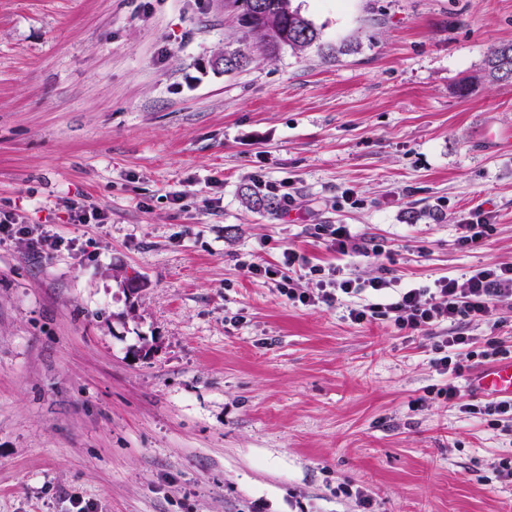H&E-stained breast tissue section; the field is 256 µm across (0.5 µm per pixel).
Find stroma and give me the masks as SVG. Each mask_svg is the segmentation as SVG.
Returning a JSON list of instances; mask_svg holds the SVG:
<instances>
[{
	"label": "stroma",
	"instance_id": "35a3bbf8",
	"mask_svg": "<svg viewBox=\"0 0 512 512\" xmlns=\"http://www.w3.org/2000/svg\"><path fill=\"white\" fill-rule=\"evenodd\" d=\"M321 47L268 56L224 0H0V512H512V437L463 412L441 336L512 345V301L423 332L289 302L283 248L433 287L512 263V0H295ZM250 62L216 67L224 52ZM289 183L252 211L244 184ZM104 224H73L71 201ZM492 232L463 248L462 216ZM346 225L357 253L318 230ZM481 81L512 80V42L502 43L486 57L481 73L474 77ZM24 221V217L16 212L0 213V241L13 238L17 235H26L33 251L50 255L62 245L61 237L49 231L31 228ZM435 344L437 354L440 357L434 359V366L441 375H448V385L437 389V396H444L448 402H452L458 397V387L455 385V379L462 376L464 366L457 360L461 351L469 348L471 338L468 336H441Z\"/></svg>",
	"mask_w": 512,
	"mask_h": 512
}]
</instances>
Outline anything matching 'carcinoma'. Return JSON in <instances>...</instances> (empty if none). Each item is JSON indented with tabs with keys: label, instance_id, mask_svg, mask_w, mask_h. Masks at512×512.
Wrapping results in <instances>:
<instances>
[{
	"label": "carcinoma",
	"instance_id": "cac0c4a2",
	"mask_svg": "<svg viewBox=\"0 0 512 512\" xmlns=\"http://www.w3.org/2000/svg\"><path fill=\"white\" fill-rule=\"evenodd\" d=\"M255 0H225L227 7L238 11L239 25L244 34L251 36L258 29L276 28L283 37L276 41H264V48L275 53L283 47L301 52L316 44L320 32L301 12L292 6V0H261L262 9L254 8ZM481 81L512 80V42L502 43L486 57L481 73L474 77ZM242 196L249 205L257 210L273 212L278 209L279 200L269 194H263L252 185H245Z\"/></svg>",
	"mask_w": 512,
	"mask_h": 512
}]
</instances>
